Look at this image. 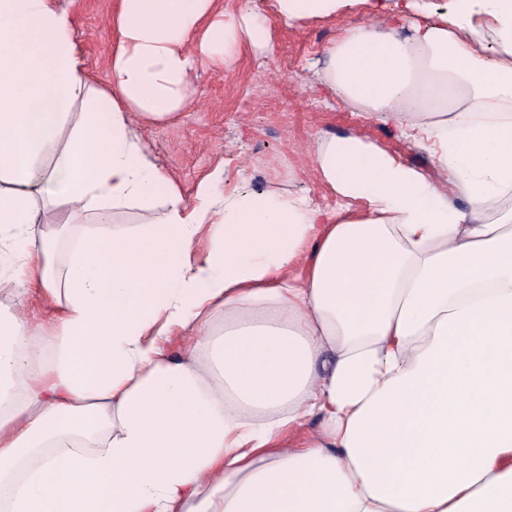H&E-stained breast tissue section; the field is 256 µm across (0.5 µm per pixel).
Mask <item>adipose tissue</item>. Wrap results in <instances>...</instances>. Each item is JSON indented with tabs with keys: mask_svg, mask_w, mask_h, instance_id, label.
I'll use <instances>...</instances> for the list:
<instances>
[{
	"mask_svg": "<svg viewBox=\"0 0 512 512\" xmlns=\"http://www.w3.org/2000/svg\"><path fill=\"white\" fill-rule=\"evenodd\" d=\"M337 2L114 0L101 83L54 0H0V512H512V0L329 50L326 82L448 189L318 134L335 206L225 193L220 167L188 195L139 133L239 36L272 52L270 19Z\"/></svg>",
	"mask_w": 512,
	"mask_h": 512,
	"instance_id": "obj_1",
	"label": "adipose tissue"
}]
</instances>
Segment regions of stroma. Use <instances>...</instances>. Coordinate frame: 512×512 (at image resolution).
<instances>
[{"label": "stroma", "instance_id": "stroma-1", "mask_svg": "<svg viewBox=\"0 0 512 512\" xmlns=\"http://www.w3.org/2000/svg\"><path fill=\"white\" fill-rule=\"evenodd\" d=\"M56 2L72 17L88 71L104 78L112 49L113 0ZM411 21V15L398 14L393 0H384L378 9L363 0H345L333 17L290 27L271 21V56H260L240 41L223 68L205 67L192 76L193 100L177 121L147 126L141 135L158 163L188 191L220 166L225 192L275 191L333 205L313 157L317 133L363 137L402 156L430 181L444 183V171L399 139L392 123L380 115L364 117L321 80L327 51L343 29L365 25L405 35Z\"/></svg>", "mask_w": 512, "mask_h": 512}]
</instances>
